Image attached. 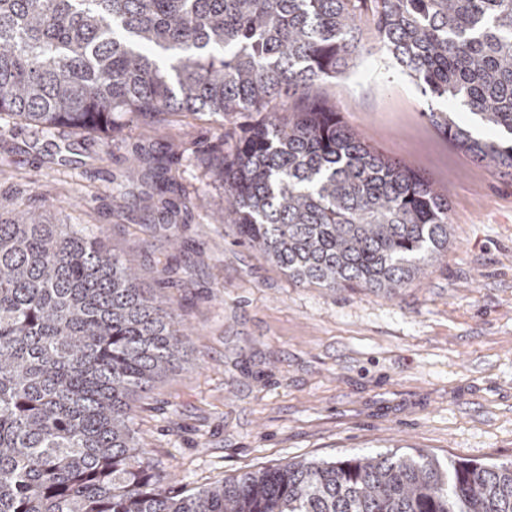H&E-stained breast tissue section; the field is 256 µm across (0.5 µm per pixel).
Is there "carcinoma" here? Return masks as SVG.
<instances>
[{"label": "carcinoma", "instance_id": "cac0c4a2", "mask_svg": "<svg viewBox=\"0 0 512 512\" xmlns=\"http://www.w3.org/2000/svg\"><path fill=\"white\" fill-rule=\"evenodd\" d=\"M363 14L404 75L455 105L432 125L512 170V0H0V127L254 112L210 163L218 222L299 284L396 295L448 252V199L313 95L361 55ZM459 109L503 137H474ZM189 336L102 233L0 212V512H512V463L413 448L171 486L132 402Z\"/></svg>", "mask_w": 512, "mask_h": 512}]
</instances>
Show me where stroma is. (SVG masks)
I'll use <instances>...</instances> for the list:
<instances>
[{"instance_id": "obj_1", "label": "stroma", "mask_w": 512, "mask_h": 512, "mask_svg": "<svg viewBox=\"0 0 512 512\" xmlns=\"http://www.w3.org/2000/svg\"><path fill=\"white\" fill-rule=\"evenodd\" d=\"M359 26L362 55L314 94L448 199L447 255L393 297L293 283L215 221L224 194L202 160L254 115L121 120L87 137L0 131V207L102 228L191 328L184 360L133 403L149 457L186 489L396 445L512 462V174L441 135L427 114L445 101L398 73L368 18ZM161 164L171 200L200 194L208 209L163 217L149 175Z\"/></svg>"}]
</instances>
